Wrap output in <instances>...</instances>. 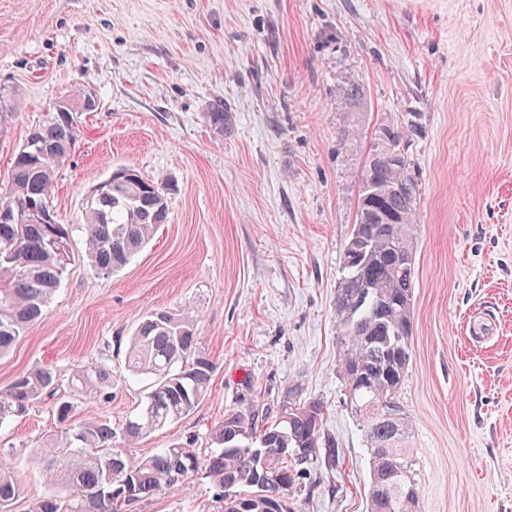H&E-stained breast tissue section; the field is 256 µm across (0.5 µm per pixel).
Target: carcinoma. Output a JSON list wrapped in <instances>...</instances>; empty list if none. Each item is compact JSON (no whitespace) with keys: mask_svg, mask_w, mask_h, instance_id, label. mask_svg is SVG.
Wrapping results in <instances>:
<instances>
[{"mask_svg":"<svg viewBox=\"0 0 512 512\" xmlns=\"http://www.w3.org/2000/svg\"><path fill=\"white\" fill-rule=\"evenodd\" d=\"M36 130L49 152L38 162L14 157L6 191L48 209L55 170L75 149L78 134H69L55 111ZM130 172L112 186L110 200L85 203L82 224H45L30 213L0 222V355L42 316L71 259L73 230L83 233L90 265L114 272L130 262L159 225L168 223L160 187L135 169ZM370 177L395 192L358 205L352 236L368 247L362 266L342 265L337 283L339 375L372 460L367 512H412L407 494L418 493L419 486L411 428L399 394L412 351L417 185L405 156L398 164L374 168ZM125 370L149 381L141 405L152 406L151 415L130 417L118 430L91 417L46 441L32 460L53 494L34 502L30 512H126L162 491L185 487L202 470L217 487L232 486V493L220 496L218 512H239L240 497L250 498L249 512H292L288 496L318 456L330 465L336 460L335 443L321 436L323 404L315 403L317 420L312 422L310 402L295 399L283 400L274 415L257 407L227 412L213 432L218 448L206 456L183 443L133 460L123 448L190 414L205 399L215 364L200 350L191 316L160 310L145 316L129 337ZM111 394L112 370L105 365L77 366L65 382L48 369L34 368L0 393V425L46 401L64 423L82 404L104 402ZM279 446L306 449L308 462L278 452ZM126 476L132 498L106 497L108 486ZM20 494L3 457L0 512H10Z\"/></svg>","mask_w":512,"mask_h":512,"instance_id":"carcinoma-1","label":"carcinoma"}]
</instances>
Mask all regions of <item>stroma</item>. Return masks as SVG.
Listing matches in <instances>:
<instances>
[{
    "instance_id": "obj_1",
    "label": "stroma",
    "mask_w": 512,
    "mask_h": 512,
    "mask_svg": "<svg viewBox=\"0 0 512 512\" xmlns=\"http://www.w3.org/2000/svg\"><path fill=\"white\" fill-rule=\"evenodd\" d=\"M360 85L358 108L344 105ZM0 188L30 130L88 87L52 208L82 221L115 167L157 181L169 221L123 269L100 273L81 237L42 317L0 356V393L37 366L123 368L125 341L158 310L197 317L215 362L207 397L129 447L200 452L229 409L326 405L295 512H366L369 454L337 373L336 284L359 173L379 127H401L419 190L412 354L401 400L412 425L419 512H512V0H0ZM227 105L229 124L204 118ZM145 384L116 382L100 417L120 427ZM66 424V425H69ZM40 403L0 428L29 512L47 488L30 457L64 432ZM205 474L136 512H214Z\"/></svg>"
}]
</instances>
